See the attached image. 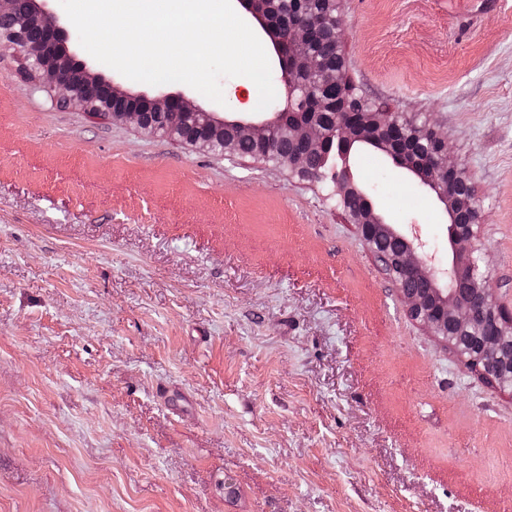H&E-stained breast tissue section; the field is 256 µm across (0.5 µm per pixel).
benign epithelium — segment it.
I'll return each mask as SVG.
<instances>
[{"label": "benign epithelium", "mask_w": 512, "mask_h": 512, "mask_svg": "<svg viewBox=\"0 0 512 512\" xmlns=\"http://www.w3.org/2000/svg\"><path fill=\"white\" fill-rule=\"evenodd\" d=\"M37 2L0 0V45L22 54L26 78L37 88L51 93L62 105H77L92 117L107 116L115 122L132 123L154 134L156 129L147 123L145 113L138 108V104L144 102L168 113L169 122L162 131L164 135L219 153L236 152L238 139L246 138L259 147L257 159L264 161L276 159L281 138L308 147L309 153L324 156L335 144L343 159L348 158L345 149L354 142H371L395 166L417 172L421 184L432 190L446 206L448 243L452 251L446 266L435 254L425 250L417 234H404L385 221L376 209L374 189L354 184L342 170L336 176L337 190L348 201L346 214L351 223L370 248H375V241L382 232L394 235L401 243L390 274L398 282L411 316L432 336L453 349L456 345L448 336V324L473 329L481 337L482 351L478 357H467L457 351L466 364L482 362L490 366L497 359L501 338L512 334V316L504 312L490 288L484 255L476 246L481 214L479 199L473 192L467 198L458 195V186L465 180V174L448 163L446 139L437 131H427L409 123L414 135L433 144L429 156L418 159L403 149L395 133L390 131V126L398 123L390 112L342 110L331 113V121L327 124L314 117H299L281 129L276 103L271 104V111L260 117H243L207 112L182 94L153 97L131 94L103 82L98 75L74 62L67 24L60 17L40 9ZM236 2L245 6L247 15L262 21L264 33L274 36L277 67L288 70V108L300 112H317L321 108L320 99L300 79L302 74L317 84L345 87L346 72L323 67L313 54L315 27L306 18L290 16L288 20H282L277 13V0ZM309 153L290 154L278 165L287 167L303 179L321 181L324 174L311 167ZM406 276L425 280L428 293L406 290L402 282Z\"/></svg>", "instance_id": "obj_1"}]
</instances>
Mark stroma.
Returning <instances> with one entry per match:
<instances>
[{"mask_svg": "<svg viewBox=\"0 0 512 512\" xmlns=\"http://www.w3.org/2000/svg\"><path fill=\"white\" fill-rule=\"evenodd\" d=\"M349 78L441 129L512 313V0H341ZM209 112H250L251 82ZM0 46V512H512V389L411 316L321 184L56 107ZM351 179L448 258L379 150Z\"/></svg>", "mask_w": 512, "mask_h": 512, "instance_id": "stroma-1", "label": "stroma"}]
</instances>
